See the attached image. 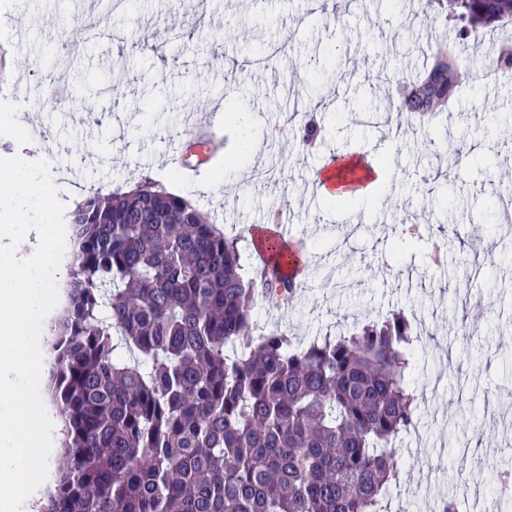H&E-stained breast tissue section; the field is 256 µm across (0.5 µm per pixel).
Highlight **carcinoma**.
I'll return each instance as SVG.
<instances>
[{
  "mask_svg": "<svg viewBox=\"0 0 512 512\" xmlns=\"http://www.w3.org/2000/svg\"><path fill=\"white\" fill-rule=\"evenodd\" d=\"M458 38L512 20V0H427ZM456 41L401 80L421 124L469 82ZM491 66L512 73V43ZM73 251L51 326L47 386L63 417L61 463L41 512H380L395 442L417 423L402 313L296 345L252 310L292 305L300 283L269 258L244 273L187 198L145 179L90 191L64 215Z\"/></svg>",
  "mask_w": 512,
  "mask_h": 512,
  "instance_id": "1",
  "label": "carcinoma"
}]
</instances>
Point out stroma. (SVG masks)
Returning a JSON list of instances; mask_svg holds the SVG:
<instances>
[{
    "label": "stroma",
    "instance_id": "stroma-1",
    "mask_svg": "<svg viewBox=\"0 0 512 512\" xmlns=\"http://www.w3.org/2000/svg\"><path fill=\"white\" fill-rule=\"evenodd\" d=\"M80 0H0V110H14L9 89L29 91L25 126H0L10 154L34 159L29 139L51 154L54 177L109 192L144 178L193 199L225 236L239 240L242 263H259L248 231L271 209L290 205L288 238L306 260L301 298L282 313L257 304L261 327L276 326L297 341L352 331L404 310L420 324L408 381L419 394L415 430L400 441L401 478L387 501L429 512L456 497L462 482L494 499L482 464L512 470V80L497 94L464 90L453 114L423 126L400 112L396 72L415 75L449 32L426 16L421 0H367L341 16L312 13L306 0H132L121 15L103 10L83 32L78 52L59 68L69 86L64 104L46 98L38 65L56 48L59 18L78 15ZM154 35L153 48L132 53L114 27ZM198 28L188 40L186 31ZM241 65L230 77L226 63ZM325 71V107L318 114L321 147L300 155L295 135L270 141L286 93L305 70ZM233 98L251 116L257 155L238 154L232 125L206 129L220 143L224 185L199 189L195 177L174 175L184 113ZM147 122L149 129L131 134ZM468 153L447 179L421 177L436 155L458 143ZM387 158L385 196H361L339 210L315 188L312 173L327 158ZM417 224L406 244L399 223ZM454 242L443 263L432 255Z\"/></svg>",
    "mask_w": 512,
    "mask_h": 512
}]
</instances>
